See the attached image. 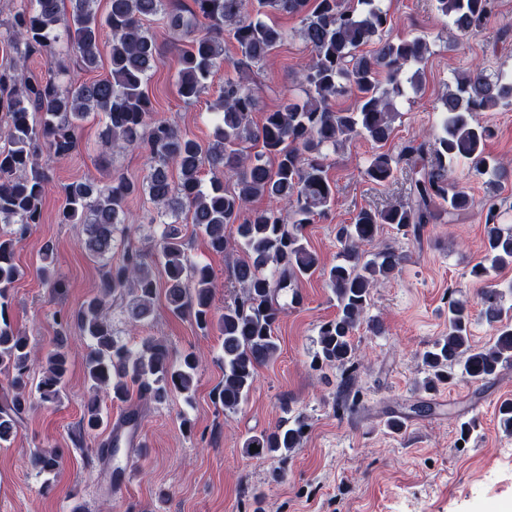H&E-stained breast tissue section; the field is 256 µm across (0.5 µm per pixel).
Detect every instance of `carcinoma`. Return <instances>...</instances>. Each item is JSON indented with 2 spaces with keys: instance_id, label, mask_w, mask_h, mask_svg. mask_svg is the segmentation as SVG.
Returning a JSON list of instances; mask_svg holds the SVG:
<instances>
[{
  "instance_id": "obj_1",
  "label": "carcinoma",
  "mask_w": 512,
  "mask_h": 512,
  "mask_svg": "<svg viewBox=\"0 0 512 512\" xmlns=\"http://www.w3.org/2000/svg\"><path fill=\"white\" fill-rule=\"evenodd\" d=\"M60 2L21 0L6 23L7 46L14 55L0 62V224L5 225L0 231V374L8 377L13 390L12 396L0 400V442L14 435L26 408L61 400L68 374L66 336L75 325L90 342L85 374L92 391H103L112 403L125 406L99 452L101 460L113 463L112 481H119L123 468L116 460L122 429L135 434L140 404L163 405L176 393L188 396L197 382L195 353L179 355L155 336H145L134 346L114 336L108 317L111 298H127L126 319L133 326L155 318L158 265L166 277L168 310L203 332L217 329L223 339L224 380L214 400L226 412L245 403L259 368L277 357L276 329L283 312L279 297L286 294L299 303V281L320 272L336 298V315L319 326L312 366L341 371L336 400L347 402L358 364L354 332L364 324L374 335L383 333L382 324L367 316L371 288L403 261L393 248L369 255L364 246L375 242L386 224L417 238L425 224L465 219L475 201L451 177V167L459 160L477 175L507 176V168L486 152L492 128L474 122L473 116L512 103V70L491 76L475 66L442 98L438 138L410 142L395 154H374L363 176L386 183L404 167L411 173L408 197L384 209H362L351 223L338 225L341 261L326 268L304 236L306 225L336 203L324 150L356 137L385 146L393 133L390 97L402 93L404 85L417 83L419 71L411 68L425 60L426 39L386 37L389 17L381 0H192L191 7L174 6L172 0H108L103 17L97 0H70L69 14L61 12ZM435 8L448 18L450 36L460 39L486 24L494 0H435ZM275 13L302 16L299 35L312 51L299 76L306 100H287L264 113L258 124L253 120L257 97L251 74L285 39L280 27L264 20ZM161 14L184 38L177 88L186 101L198 98L224 63V31L236 43L234 74L224 78L217 103L219 122L205 147L156 118V107L144 90L160 56L144 21ZM106 29L112 33L109 74L62 86L60 55L71 51L84 70L97 69ZM370 44L374 49L362 53ZM33 54L48 64L40 78L27 76L18 64ZM343 94L354 96L353 108L333 107L332 101ZM92 112L104 119L112 146L145 151L146 170L140 182L117 176L62 185L60 223L86 225L80 246L100 264V290L75 313L55 312L57 348L48 354L31 388L29 338L8 316L11 289L21 275L15 245L42 220L48 176L40 157L46 151L69 156L77 146L79 121ZM249 143L260 150L247 153ZM205 168L212 172L207 186L200 178ZM134 195L154 206L151 223L158 225V235L152 251L133 243L134 225L128 223L125 206ZM260 196L268 199L267 208H251ZM482 209L485 223L491 225L485 249L492 266L512 264V232L494 226L493 200L485 201ZM188 224L198 228L217 253L236 245L244 250L245 257L227 270L240 295L222 309L214 305L212 269L186 255ZM118 249L122 255L114 261ZM481 302L485 319L497 324L494 343L470 344V308L465 302H449L448 334L421 355L427 371L424 390L453 382L457 365L470 381L487 383L512 361V319L503 318L502 292L488 288ZM282 406L287 417L247 437L246 455L284 464L299 447L306 419L292 413L288 402ZM103 426L99 401L93 397L79 436L90 438ZM60 459V449L39 448L29 456V465L51 473Z\"/></svg>"
}]
</instances>
